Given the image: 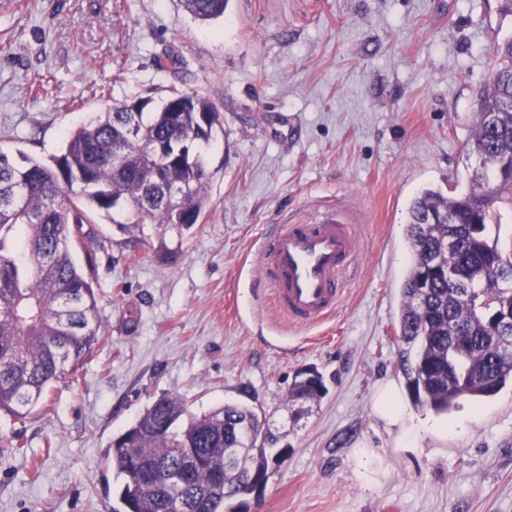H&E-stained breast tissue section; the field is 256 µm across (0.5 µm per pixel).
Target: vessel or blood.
<instances>
[{
	"label": "vessel or blood",
	"mask_w": 512,
	"mask_h": 512,
	"mask_svg": "<svg viewBox=\"0 0 512 512\" xmlns=\"http://www.w3.org/2000/svg\"><path fill=\"white\" fill-rule=\"evenodd\" d=\"M356 252L350 225L335 215L312 224H280L261 243V275L289 320L311 325L335 309Z\"/></svg>",
	"instance_id": "vessel-or-blood-1"
}]
</instances>
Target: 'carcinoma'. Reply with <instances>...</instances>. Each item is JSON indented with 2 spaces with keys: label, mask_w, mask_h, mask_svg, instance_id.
Returning <instances> with one entry per match:
<instances>
[{
  "label": "carcinoma",
  "mask_w": 512,
  "mask_h": 512,
  "mask_svg": "<svg viewBox=\"0 0 512 512\" xmlns=\"http://www.w3.org/2000/svg\"><path fill=\"white\" fill-rule=\"evenodd\" d=\"M194 19L224 16L228 0H179ZM220 124L214 105L194 89L160 103L136 96L115 102L67 133L53 164L0 152V413L26 418L50 389L74 384L104 340L91 282L74 239L101 214L123 228L170 226L183 233L209 206V177L198 147ZM469 151L478 166L465 189L423 188L410 201L406 238L411 268L400 289L399 369L412 400L437 413L512 387V246L499 245L503 212L512 210V35L490 50L473 107ZM323 374L296 373L291 403L320 401ZM46 405V404H44ZM51 408V405H46ZM277 437L253 407L225 404L189 416L163 395L111 442L109 464L122 478L113 512H237L249 501L248 478L232 470L268 468ZM200 464L183 486L157 490L182 466L177 449ZM135 459L153 466L149 482L131 479Z\"/></svg>",
  "instance_id": "carcinoma-1"
}]
</instances>
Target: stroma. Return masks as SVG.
Returning a JSON list of instances; mask_svg holds the SVG:
<instances>
[{
    "mask_svg": "<svg viewBox=\"0 0 512 512\" xmlns=\"http://www.w3.org/2000/svg\"><path fill=\"white\" fill-rule=\"evenodd\" d=\"M499 0H229L202 23L178 0H0V151L50 162L108 104L195 89L220 114L203 148L209 208L190 231L96 217L76 251L106 342L50 413L0 419V512H112L110 443L155 399L192 414L247 404L288 448L255 512H512V389L438 414L397 367L412 197L464 187ZM178 70L161 67L166 51ZM358 241L335 310L291 323L258 253L277 224L326 213ZM317 367L328 394L292 419L288 390ZM399 392L400 416L380 409Z\"/></svg>",
    "mask_w": 512,
    "mask_h": 512,
    "instance_id": "obj_1",
    "label": "stroma"
}]
</instances>
